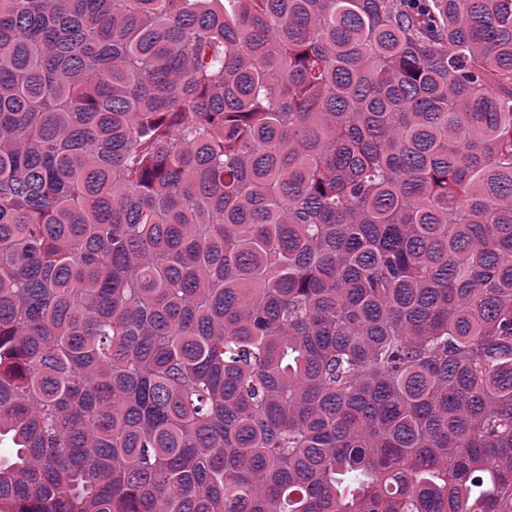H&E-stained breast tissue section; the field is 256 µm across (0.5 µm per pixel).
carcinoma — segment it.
<instances>
[{"label":"carcinoma","instance_id":"1","mask_svg":"<svg viewBox=\"0 0 512 512\" xmlns=\"http://www.w3.org/2000/svg\"><path fill=\"white\" fill-rule=\"evenodd\" d=\"M0 512H512V0H0Z\"/></svg>","mask_w":512,"mask_h":512}]
</instances>
